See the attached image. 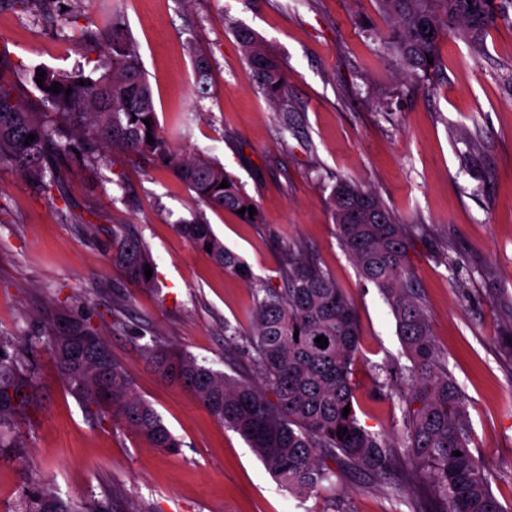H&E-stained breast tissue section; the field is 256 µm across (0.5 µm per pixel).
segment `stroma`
Wrapping results in <instances>:
<instances>
[{
	"mask_svg": "<svg viewBox=\"0 0 512 512\" xmlns=\"http://www.w3.org/2000/svg\"><path fill=\"white\" fill-rule=\"evenodd\" d=\"M119 10L152 87L160 128L186 156L218 160L255 200L262 223L228 211L206 217L251 269L246 281L177 229L200 204L168 170L118 151L73 168L66 197L0 166V336L34 333L47 311L87 319L179 440L152 447L90 412L43 346L28 358L40 399L22 447L0 450V512L35 491L108 502L113 512H441L428 472L378 476L334 463L332 491L306 498L282 487L247 442L188 391L162 381L145 344L161 340L245 381L259 373L245 334L256 283L282 287L284 245L333 275L354 305L356 411L369 430H405L407 365L396 321L344 250L325 200L337 179L376 194L412 228L408 252L434 344L461 387L470 446L496 498L512 510V5L484 47L446 38L430 79L405 77L376 40L377 0H90L76 22L0 10V76L27 68H88L78 45ZM251 31L286 75L273 105L249 76L237 41ZM206 52L199 98L187 50ZM123 224L146 243L153 284L126 280L106 248ZM239 331L229 340L225 327Z\"/></svg>",
	"mask_w": 512,
	"mask_h": 512,
	"instance_id": "stroma-1",
	"label": "stroma"
}]
</instances>
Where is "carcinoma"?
<instances>
[{
	"mask_svg": "<svg viewBox=\"0 0 512 512\" xmlns=\"http://www.w3.org/2000/svg\"><path fill=\"white\" fill-rule=\"evenodd\" d=\"M80 2L0 0V8L27 12L54 4L65 19L74 21L73 4ZM378 4L388 21V32L378 33V38L400 57L409 75L418 78L439 69L442 39L459 38L479 46L488 28L503 17L497 0H378ZM237 39L251 78L262 85L273 104L280 103L285 76L278 61L251 32L240 30ZM80 49L108 53L109 66L98 64L88 74L34 66L29 69L31 88L23 92L0 80V164L64 197L70 168L88 164L112 147L169 169L210 209L235 212L256 206L221 163L183 156L160 130L152 89L119 12L112 13L105 28L88 32ZM189 51L197 93L203 98L208 94V59L193 42ZM101 68L104 72L96 74ZM39 69L46 72L41 87L36 82ZM56 82L58 93L50 91ZM30 134L35 139L26 146ZM149 134L152 143L147 142ZM224 180L229 187H220ZM326 204L361 278L378 288L390 307L410 361L400 368L408 381L402 398L406 419L399 444L402 454L385 435L365 428L357 415L351 366L359 334L353 304L329 273L291 250L281 269L285 288L262 284L255 288L247 342L262 382L238 381L190 354L171 353L157 340L144 347V354L162 378L193 392L212 415L240 433L266 469L297 495L314 496L332 487L335 472L329 459L379 475L402 460L416 470H430L435 496L447 505V512H507L491 491L485 465L469 448L464 396L433 343L415 290L408 228L374 193L348 179L336 180ZM176 228L202 252L211 245L209 255L225 269L252 279L239 256L213 233L203 212L181 220ZM112 262L129 280L150 284L144 275L150 263L147 248L125 228L112 230ZM63 319L78 335H98L89 322L60 308L36 336L0 337V449L20 447L16 428L36 387L27 353L37 343L49 351L64 384L78 399L110 414L155 448L171 452L180 447L159 414L134 392L131 375L121 363L73 356L77 341L58 331ZM321 335L328 338L323 348L315 343ZM347 406L350 412L344 416ZM343 428L347 434H337ZM455 451L461 455H453ZM21 512L108 510L100 503H67L43 491L28 499Z\"/></svg>",
	"mask_w": 512,
	"mask_h": 512,
	"instance_id": "obj_1",
	"label": "carcinoma"
}]
</instances>
